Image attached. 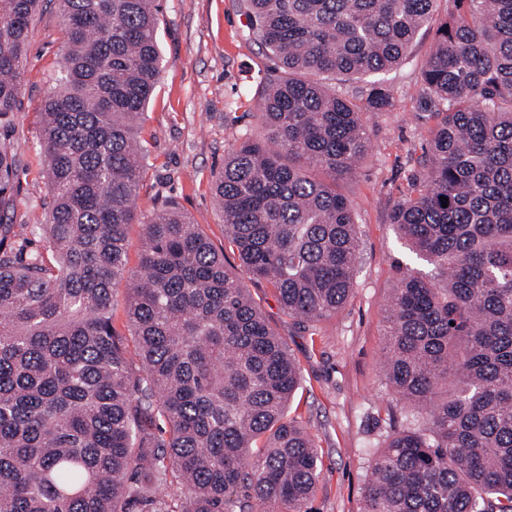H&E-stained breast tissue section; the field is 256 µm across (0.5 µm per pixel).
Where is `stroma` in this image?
<instances>
[{
    "instance_id": "stroma-1",
    "label": "stroma",
    "mask_w": 512,
    "mask_h": 512,
    "mask_svg": "<svg viewBox=\"0 0 512 512\" xmlns=\"http://www.w3.org/2000/svg\"><path fill=\"white\" fill-rule=\"evenodd\" d=\"M161 6L163 61L141 131L151 157L137 206L146 214L173 201L219 247L224 223L214 200L215 175L241 134H261L257 102L272 62L250 35L241 0H161ZM433 43V30H421L391 75L393 109L367 118L369 159L336 183L351 203L360 239L355 286L344 307L305 327L282 312L268 283L247 282L301 369L302 387L288 411L307 426L319 448L321 477L312 512H363L371 457L388 441L389 413L400 409L380 373L384 319L401 270L416 260L390 216L410 192L428 149L434 106L423 94L421 71ZM31 45L23 105L11 135L22 155L17 213L36 224L45 218L39 202L47 193L36 149V113L55 91L51 77L60 68L64 45L56 0H46Z\"/></svg>"
}]
</instances>
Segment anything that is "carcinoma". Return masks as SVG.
I'll return each mask as SVG.
<instances>
[{"instance_id": "obj_1", "label": "carcinoma", "mask_w": 512, "mask_h": 512, "mask_svg": "<svg viewBox=\"0 0 512 512\" xmlns=\"http://www.w3.org/2000/svg\"><path fill=\"white\" fill-rule=\"evenodd\" d=\"M436 3L245 0L273 66L262 136L229 149L215 198L224 246L288 316L335 315L359 262L336 177L369 156L364 115L392 110L389 74L434 29L423 174L391 214L428 271L390 297L382 372L406 409L364 512H512V0H448L441 20ZM59 6L60 90L37 123L46 222L17 224L10 128L43 0H0V512H309L319 450L288 414V344L200 225L172 202L135 208L158 0ZM132 224L133 357L112 324Z\"/></svg>"}]
</instances>
